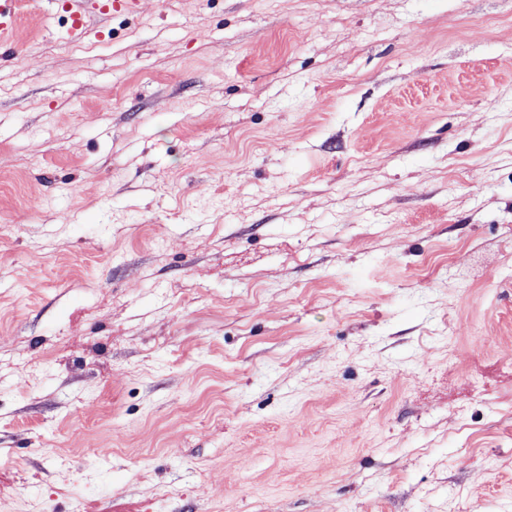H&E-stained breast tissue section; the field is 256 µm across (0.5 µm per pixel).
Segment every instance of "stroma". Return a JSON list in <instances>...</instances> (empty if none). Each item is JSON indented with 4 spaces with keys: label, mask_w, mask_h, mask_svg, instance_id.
<instances>
[{
    "label": "stroma",
    "mask_w": 512,
    "mask_h": 512,
    "mask_svg": "<svg viewBox=\"0 0 512 512\" xmlns=\"http://www.w3.org/2000/svg\"><path fill=\"white\" fill-rule=\"evenodd\" d=\"M0 43V512H512V0H140Z\"/></svg>",
    "instance_id": "1"
}]
</instances>
